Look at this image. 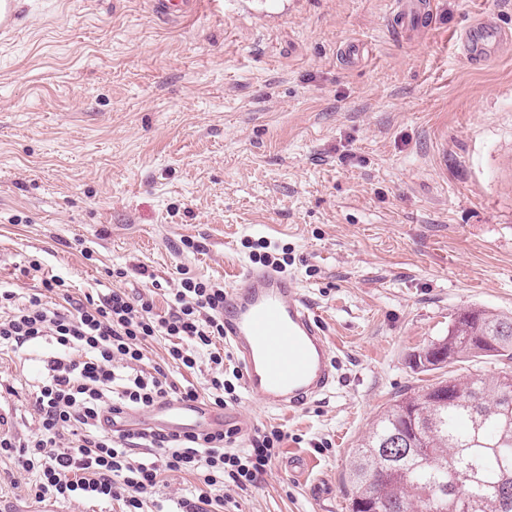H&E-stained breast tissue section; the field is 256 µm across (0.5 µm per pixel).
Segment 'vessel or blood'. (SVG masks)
<instances>
[{
  "mask_svg": "<svg viewBox=\"0 0 512 512\" xmlns=\"http://www.w3.org/2000/svg\"><path fill=\"white\" fill-rule=\"evenodd\" d=\"M200 0H150L152 13L175 22L197 12ZM402 33L421 32L430 17L426 0H390ZM20 22L17 0H0V34ZM224 338L241 367L243 386L273 409L293 411L333 387L335 359L308 298L287 276L251 268L224 295ZM230 412L170 401L156 410L152 424L209 432L227 426Z\"/></svg>",
  "mask_w": 512,
  "mask_h": 512,
  "instance_id": "vessel-or-blood-1",
  "label": "vessel or blood"
}]
</instances>
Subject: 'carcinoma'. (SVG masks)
Here are the masks:
<instances>
[{"label":"carcinoma","mask_w":512,"mask_h":512,"mask_svg":"<svg viewBox=\"0 0 512 512\" xmlns=\"http://www.w3.org/2000/svg\"><path fill=\"white\" fill-rule=\"evenodd\" d=\"M497 345L475 350L469 337L483 331ZM452 362H512V316L471 307L449 320L448 335L431 342ZM464 400L451 403L436 384L397 396L371 423L350 461L348 480L357 492L383 463L391 466L381 487L398 512H512V382L501 375L452 378ZM427 411L422 431L397 418L403 405Z\"/></svg>","instance_id":"cac0c4a2"}]
</instances>
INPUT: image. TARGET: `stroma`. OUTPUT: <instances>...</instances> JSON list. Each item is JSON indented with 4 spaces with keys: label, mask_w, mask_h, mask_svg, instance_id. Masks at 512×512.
<instances>
[{
    "label": "stroma",
    "mask_w": 512,
    "mask_h": 512,
    "mask_svg": "<svg viewBox=\"0 0 512 512\" xmlns=\"http://www.w3.org/2000/svg\"><path fill=\"white\" fill-rule=\"evenodd\" d=\"M19 2L0 36V286L33 293V259L78 298L113 268L133 294L185 269L228 286L252 243L287 251L337 381L292 413L240 393L241 443L285 439L232 508L349 512V456L396 396L499 371L413 360L463 308L512 313V42L460 51L472 24L512 32V0H431L411 38L389 0H202L178 22L148 0ZM41 367L0 356L10 434L36 427ZM38 505L0 460V512Z\"/></svg>",
    "instance_id": "1"
}]
</instances>
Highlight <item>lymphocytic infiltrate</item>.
Here are the masks:
<instances>
[{"label": "lymphocytic infiltrate", "instance_id": "f902f5d3", "mask_svg": "<svg viewBox=\"0 0 512 512\" xmlns=\"http://www.w3.org/2000/svg\"><path fill=\"white\" fill-rule=\"evenodd\" d=\"M29 269L42 289L17 301L0 289V353L30 355L48 343L35 387V431L23 438L0 434V459L28 477L35 498L117 503L120 512H146L165 474L192 475L195 484L178 500L179 512H224L225 486L241 490L257 482L279 455L285 435L274 428L256 434L249 449L234 448L233 431L208 434L146 427L114 428L121 415L148 412L176 398L206 399L224 407L237 399L224 376L223 284L184 275L167 294L168 311L157 314L152 293L129 295L124 288L74 298L65 280L44 275L38 260ZM56 294L53 302L43 293ZM168 343L167 360L194 369L207 358L199 385L177 386L161 366L145 369L151 341Z\"/></svg>", "mask_w": 512, "mask_h": 512}]
</instances>
